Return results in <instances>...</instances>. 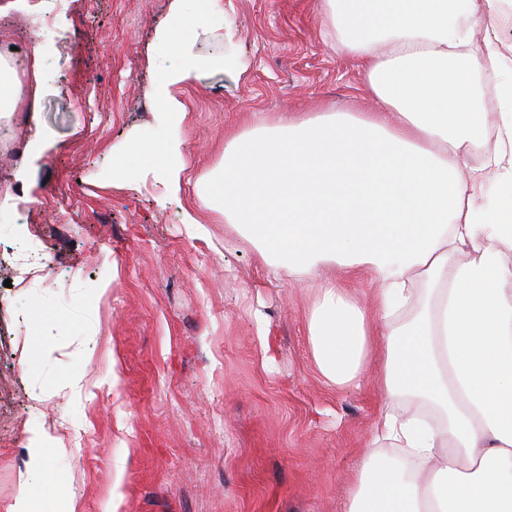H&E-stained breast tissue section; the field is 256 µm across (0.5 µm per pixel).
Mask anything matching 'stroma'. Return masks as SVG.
<instances>
[{
  "mask_svg": "<svg viewBox=\"0 0 512 512\" xmlns=\"http://www.w3.org/2000/svg\"><path fill=\"white\" fill-rule=\"evenodd\" d=\"M68 5L41 45L36 126L20 80L50 4L0 19V201L17 220L0 232V512L24 486L31 512H341L381 396L313 359L307 322L336 271L274 279L197 194L226 136L377 111L363 70L327 36L324 0H224L223 39L196 27L167 51L173 0ZM187 57L174 119L153 74ZM167 136L180 191L152 164L120 170L131 143Z\"/></svg>",
  "mask_w": 512,
  "mask_h": 512,
  "instance_id": "1",
  "label": "stroma"
}]
</instances>
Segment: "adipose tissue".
<instances>
[{
    "mask_svg": "<svg viewBox=\"0 0 512 512\" xmlns=\"http://www.w3.org/2000/svg\"><path fill=\"white\" fill-rule=\"evenodd\" d=\"M326 26L362 62L380 111L283 114L225 138L216 196L275 277L327 264L377 283L368 319L340 283L320 289L308 336L320 374L360 385L365 363L385 401L343 512H512V66L494 38L475 45L480 7L512 0H326ZM221 29L224 0H174L169 48L189 24ZM492 73L496 102L481 100ZM194 64L158 70L161 111L184 113L177 85ZM495 149L462 166L487 135ZM180 144L135 143L120 168H165L179 188ZM416 320L401 322L416 287ZM414 397L432 423L408 412Z\"/></svg>",
    "mask_w": 512,
    "mask_h": 512,
    "instance_id": "adipose-tissue-1",
    "label": "adipose tissue"
}]
</instances>
